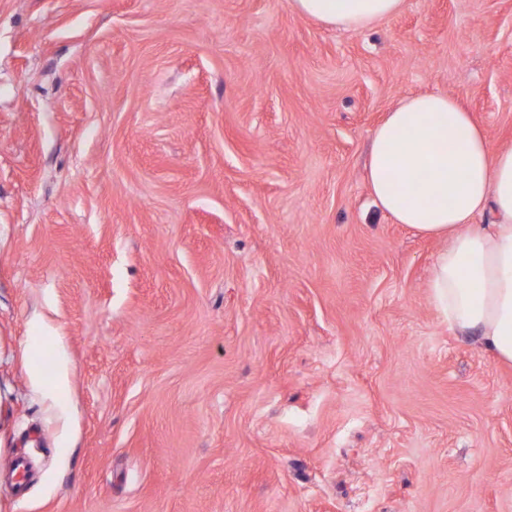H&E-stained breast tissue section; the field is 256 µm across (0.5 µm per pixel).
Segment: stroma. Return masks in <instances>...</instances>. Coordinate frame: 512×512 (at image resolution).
<instances>
[{
	"instance_id": "obj_1",
	"label": "stroma",
	"mask_w": 512,
	"mask_h": 512,
	"mask_svg": "<svg viewBox=\"0 0 512 512\" xmlns=\"http://www.w3.org/2000/svg\"><path fill=\"white\" fill-rule=\"evenodd\" d=\"M419 93L512 147V0H0V512H512V364L368 186ZM405 0H291L300 15L326 26L350 31H364L399 14Z\"/></svg>"
}]
</instances>
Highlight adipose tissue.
Returning a JSON list of instances; mask_svg holds the SVG:
<instances>
[{
  "mask_svg": "<svg viewBox=\"0 0 512 512\" xmlns=\"http://www.w3.org/2000/svg\"><path fill=\"white\" fill-rule=\"evenodd\" d=\"M405 0H291L300 15L364 31ZM371 192L396 223L442 240L428 296L454 333L512 363V149L492 150L447 95L405 98L373 132Z\"/></svg>",
  "mask_w": 512,
  "mask_h": 512,
  "instance_id": "obj_1",
  "label": "adipose tissue"
}]
</instances>
